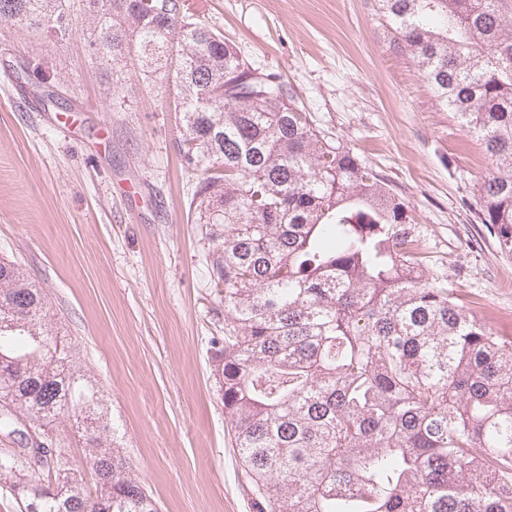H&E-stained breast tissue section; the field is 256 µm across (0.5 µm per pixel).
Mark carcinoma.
<instances>
[{"label": "carcinoma", "mask_w": 512, "mask_h": 512, "mask_svg": "<svg viewBox=\"0 0 512 512\" xmlns=\"http://www.w3.org/2000/svg\"><path fill=\"white\" fill-rule=\"evenodd\" d=\"M70 0H0V20L72 36ZM102 61L171 68L193 223L224 307L217 372L255 512H512V337L425 255L404 201L180 0H83ZM390 43L481 143L477 218L512 253V19L503 0H375ZM100 390L50 326L46 289L0 259V457L20 512H159L116 449ZM76 430L90 490L59 427Z\"/></svg>", "instance_id": "cac0c4a2"}]
</instances>
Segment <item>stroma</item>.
Listing matches in <instances>:
<instances>
[{
  "label": "stroma",
  "mask_w": 512,
  "mask_h": 512,
  "mask_svg": "<svg viewBox=\"0 0 512 512\" xmlns=\"http://www.w3.org/2000/svg\"><path fill=\"white\" fill-rule=\"evenodd\" d=\"M188 5L376 170L423 225L449 287L512 336V254L473 213L486 152L393 51L373 0ZM70 9L64 43L0 21V257L47 289L53 328L98 383L161 512H254L216 380L224 324L191 221L173 88L132 63L112 74L89 51L81 0ZM34 59L46 80L26 74Z\"/></svg>",
  "instance_id": "35a3bbf8"
}]
</instances>
